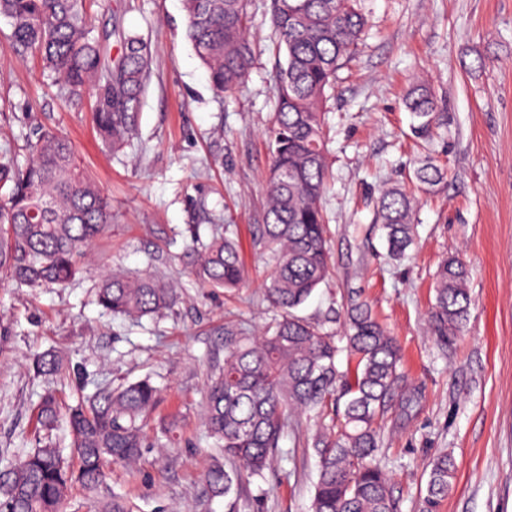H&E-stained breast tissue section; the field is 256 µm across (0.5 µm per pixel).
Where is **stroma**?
Returning <instances> with one entry per match:
<instances>
[{"mask_svg":"<svg viewBox=\"0 0 512 512\" xmlns=\"http://www.w3.org/2000/svg\"><path fill=\"white\" fill-rule=\"evenodd\" d=\"M269 4L251 0L255 60L244 84L220 96L186 38L182 0H91L93 33L110 52L119 50L118 25L152 53L139 134L115 153L98 138L90 97L59 100L37 62L9 49L10 25L0 17V149L23 159L38 129L63 131L112 205L86 274L63 288L0 278V470L34 448L44 393L65 408L77 393L148 376L160 401L145 421L141 456L111 463L96 498L124 496L134 512H225L199 479L221 456L200 423L207 375L224 356L226 321L255 335L278 317L262 301L266 268L255 240L271 163L273 76L284 60L269 39ZM365 8L366 35L339 71L326 115L331 275L301 313L341 332L336 301L354 292L403 349L420 402L406 419H384L397 512H420L430 464L443 453L454 476L440 512H512V0H365ZM419 82L443 114L426 143L404 105ZM425 159L445 182L417 191V240L396 262L375 200L382 188L409 184ZM217 225L237 239L246 267L245 285L232 292L199 286L182 261L191 233L206 240ZM451 251L469 267L472 306L462 335L443 347L428 311L437 266ZM113 269L150 271L176 283L181 300L155 318L112 316L96 304L95 288L100 272ZM48 351L67 359L65 376L35 370ZM166 416L177 420L183 443L163 452L156 436ZM316 428L313 419L290 422L238 512H310ZM93 499L74 489L69 512H90Z\"/></svg>","mask_w":512,"mask_h":512,"instance_id":"35a3bbf8","label":"stroma"}]
</instances>
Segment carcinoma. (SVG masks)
<instances>
[{"label":"carcinoma","instance_id":"obj_1","mask_svg":"<svg viewBox=\"0 0 512 512\" xmlns=\"http://www.w3.org/2000/svg\"><path fill=\"white\" fill-rule=\"evenodd\" d=\"M364 0H270V24L285 63L276 75L275 112L270 130L273 161L266 179L267 209L256 237L268 256L267 302L281 311L274 328L247 336L224 324V361L211 373L202 403L206 431L224 458L201 475L212 498L228 499L234 512L243 486L268 469L288 429V415L329 404L336 421L316 431L318 459L311 512H397L379 458L380 420L392 406L409 413L417 402L407 386L401 349L365 300L341 304L345 345L297 314L330 271L328 220L323 197L330 179L325 129L328 92L338 70L358 47L367 24ZM187 37L219 94L243 83L253 62L247 34L249 0H182ZM0 17L11 26L10 48L32 54L53 79L63 100L94 98L92 120L103 144L119 150L133 139L152 55L135 34H119L121 51L107 56L90 36L87 0H0ZM405 104L417 119L416 135H429L439 117L431 93L414 87ZM29 158L0 151V272L19 286H66L87 269L96 241L112 223V207L81 166L73 142L43 130L28 143ZM419 187L431 191L445 179L427 161L417 167ZM414 198L400 186L382 191L378 218L388 253L401 259L415 241ZM195 280L212 289H234L246 280L237 243L214 235L191 236L184 252ZM469 270L450 254L438 267L429 322L442 345L467 324ZM179 300V289L151 274L101 275L96 303L114 315L157 316ZM355 363L342 368L341 356ZM37 371L58 375L68 363L55 353L37 359ZM160 392L141 378L117 388L83 395L69 408L75 458H65L49 441L59 404L52 394L38 408L45 431L36 447L0 471V512H64L71 490L92 497L94 512H133L120 496L97 500L107 464L136 461L144 447L142 421ZM454 469L444 453L431 463L422 512H438L448 496Z\"/></svg>","mask_w":512,"mask_h":512}]
</instances>
